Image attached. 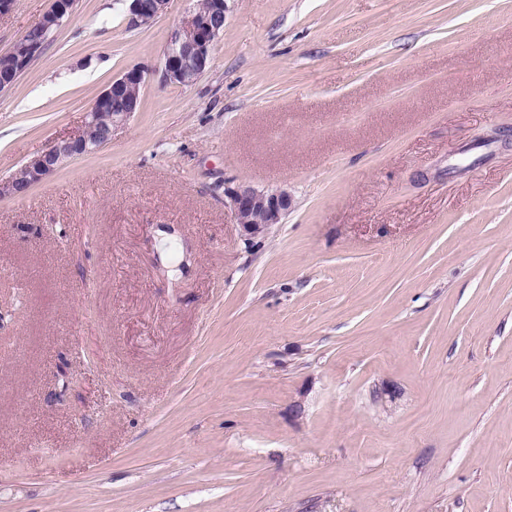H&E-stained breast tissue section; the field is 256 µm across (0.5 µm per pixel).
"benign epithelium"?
<instances>
[{
  "instance_id": "7a95c632",
  "label": "benign epithelium",
  "mask_w": 512,
  "mask_h": 512,
  "mask_svg": "<svg viewBox=\"0 0 512 512\" xmlns=\"http://www.w3.org/2000/svg\"><path fill=\"white\" fill-rule=\"evenodd\" d=\"M127 25L147 28L167 9L169 0H128ZM229 0H210L204 9L193 7L185 25L169 37L163 52V77L172 84L189 85L210 67L215 42L224 32ZM73 0H53L51 9L39 21L46 34L62 27L70 18ZM43 51L42 42L29 40L18 44L4 58L9 65L0 68V93L9 90L27 68V62ZM141 67L126 70L97 97L86 112L82 132L61 139L32 158L11 178L0 180V197L22 196L32 186L68 165L71 161L95 153L112 142L115 129L126 125L137 111L138 91L146 81ZM224 204L241 230L252 239L264 236L282 222L293 209V196L284 189L261 190L249 182H239L224 189Z\"/></svg>"
}]
</instances>
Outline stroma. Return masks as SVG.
<instances>
[{
	"mask_svg": "<svg viewBox=\"0 0 512 512\" xmlns=\"http://www.w3.org/2000/svg\"><path fill=\"white\" fill-rule=\"evenodd\" d=\"M14 0L0 54L49 10ZM77 0L0 93V512H512V0H231L164 83ZM294 208L245 239L227 185ZM146 77L145 69L133 67L114 78L86 112L82 132L55 142L11 178L0 180V197L22 196L71 161L95 153L111 143L114 130L125 126L134 112H138L137 101L141 98L138 91H141Z\"/></svg>",
	"mask_w": 512,
	"mask_h": 512,
	"instance_id": "1",
	"label": "stroma"
}]
</instances>
